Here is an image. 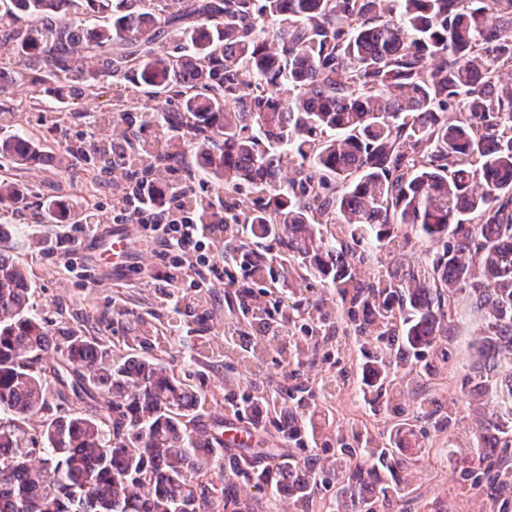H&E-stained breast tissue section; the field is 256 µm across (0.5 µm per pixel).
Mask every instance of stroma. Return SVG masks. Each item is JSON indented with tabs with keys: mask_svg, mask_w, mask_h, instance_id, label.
Masks as SVG:
<instances>
[{
	"mask_svg": "<svg viewBox=\"0 0 512 512\" xmlns=\"http://www.w3.org/2000/svg\"><path fill=\"white\" fill-rule=\"evenodd\" d=\"M27 86H18L0 102L13 106L10 123L0 127L4 133L24 132L47 140L54 155H61L70 144H82L112 135L108 126L93 121L95 111L107 109L111 94L92 98H60L55 85L42 88L43 105L32 110L25 106ZM120 127H139L145 138L173 137L182 145V160L166 173L167 179L183 178L193 158L188 130L172 131L161 126L141 125L140 107L128 105L117 113ZM89 168L84 159H70L68 167L59 164L38 165L13 178L30 184L31 194L22 203L0 209V224H18L19 236L12 248L18 260L27 268L32 281L30 303L35 311L50 321L65 323L77 330H88L87 310L102 317L100 336L112 356L125 354L129 337L138 335L143 324L165 328L175 342L166 360L177 380L194 387L205 399L207 413H219L227 421L245 426L254 440L267 448H282L298 459H322L329 449L311 442L296 441L280 444L278 431L270 413H253L243 407L244 397L252 389L273 392L286 370L280 354L288 347L289 337L279 325H271L269 355L262 364H245L247 342L240 339V324L244 307L240 284L232 280L213 281L208 286V300L203 305L192 303L193 287H186V300L172 306L170 288L162 276L164 263L158 256V245L146 241L140 225L130 211L117 206L110 183L97 186L93 193L82 189ZM61 202L66 216L57 224L46 223L42 217L47 201ZM98 216L95 231H79L77 223L83 214ZM129 240L127 257H105L107 241L115 235ZM236 251L253 250L263 255L272 269L265 280L252 282L253 293L263 299L272 317H279L285 306L306 304L322 290L317 279L283 278L281 266L284 249L278 239L255 237L252 230H239ZM80 260L79 268L66 272L63 262L68 254ZM480 325L469 320L458 323L453 335L442 342L441 351L429 352L436 375L426 380L416 375L401 378L405 409H412L422 396L440 403L456 401L459 417L450 429H439L425 420H410L397 424L386 412H374L357 402L353 392L362 378L361 370L352 358L338 359L335 340L322 344L315 364L300 371V384L315 380L338 379L335 389L317 393L311 410L326 416L341 426L361 421L382 432L402 453L411 455L417 469V481L402 501L382 508L381 512H512V501L501 506L496 502L494 485L480 481L463 484L458 452L464 451L470 432L482 408L479 399L462 390L464 375L472 361L468 343L477 335ZM235 369L241 384L230 387L224 383L228 369Z\"/></svg>",
	"mask_w": 512,
	"mask_h": 512,
	"instance_id": "35a3bbf8",
	"label": "stroma"
}]
</instances>
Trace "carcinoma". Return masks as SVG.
<instances>
[{
  "label": "carcinoma",
  "mask_w": 512,
  "mask_h": 512,
  "mask_svg": "<svg viewBox=\"0 0 512 512\" xmlns=\"http://www.w3.org/2000/svg\"><path fill=\"white\" fill-rule=\"evenodd\" d=\"M74 18L68 26L57 15ZM102 15L105 22L86 20ZM512 0H0V64L13 84L56 82L68 96L96 94L112 79L134 78L120 97L173 93L193 133L195 169L218 185L245 184L250 209L230 198L220 209L176 184L164 170L177 143L125 131L122 143L73 146L96 170L128 182L157 173L150 203L179 197L224 225L281 240L288 274L319 276L323 292L307 307L312 335L293 336L283 362L317 355L314 334L346 315L364 356L358 400L401 410L389 374L419 370L451 333L460 294L482 321L464 387L486 399L466 462L497 470L512 490ZM42 143L0 139V162L27 169ZM288 179H279L283 167ZM24 187L0 180V207ZM14 227L0 224V512H254L238 494L243 477L269 500L309 512L319 477L343 470L346 512H377L404 497L417 478L383 434L357 424L336 429V462L319 466L276 448L224 440V418L203 419L199 392L177 381L158 357L166 340L141 331L112 362L99 336L51 326L30 308L26 268L11 251ZM427 246L411 264L381 263L395 241ZM255 281L266 264L242 253ZM245 326L268 322L255 296ZM54 384L62 406L31 434L18 423L48 410ZM249 400L277 419L282 442L323 425L302 401ZM457 416L430 398L416 417ZM229 463L231 474L224 473Z\"/></svg>",
  "instance_id": "obj_1"
}]
</instances>
